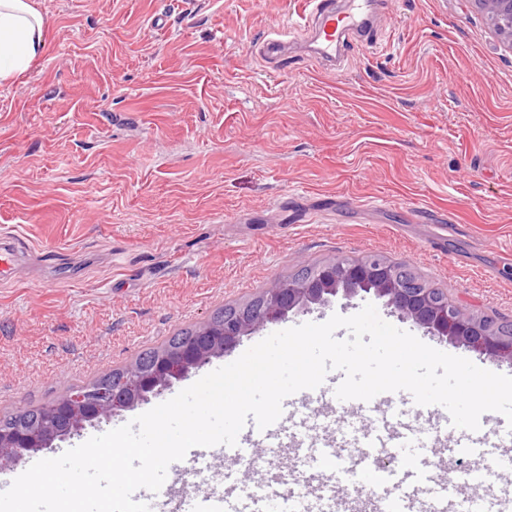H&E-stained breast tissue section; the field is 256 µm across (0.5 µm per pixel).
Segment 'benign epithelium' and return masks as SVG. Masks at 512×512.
Instances as JSON below:
<instances>
[{"label": "benign epithelium", "instance_id": "obj_1", "mask_svg": "<svg viewBox=\"0 0 512 512\" xmlns=\"http://www.w3.org/2000/svg\"><path fill=\"white\" fill-rule=\"evenodd\" d=\"M474 2L512 48V0ZM360 292L385 300L401 317L433 336L481 357L512 362V324L503 327L480 318L438 288L414 287L397 265L381 255L337 258L305 266L303 273L275 282L257 299L224 312V318H213L173 346L124 367L119 379H105L66 393L43 409L34 430L25 425L29 411L12 412L0 420V472L16 465L24 450L51 448L55 441L79 434L85 425L159 394L212 358L224 356L242 337L286 318L289 312Z\"/></svg>", "mask_w": 512, "mask_h": 512}]
</instances>
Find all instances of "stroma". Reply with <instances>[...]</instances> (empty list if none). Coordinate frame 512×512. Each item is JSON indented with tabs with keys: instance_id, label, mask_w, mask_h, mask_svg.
<instances>
[{
	"instance_id": "stroma-1",
	"label": "stroma",
	"mask_w": 512,
	"mask_h": 512,
	"mask_svg": "<svg viewBox=\"0 0 512 512\" xmlns=\"http://www.w3.org/2000/svg\"><path fill=\"white\" fill-rule=\"evenodd\" d=\"M39 63L0 84V232L36 262L0 282V415L124 368L301 265L377 254L475 314L512 321V50L474 0H388L394 18L336 74L274 68L268 31L303 0H33ZM374 304L290 312L272 333ZM24 454L6 474L120 427L200 379ZM262 483L319 476L282 443Z\"/></svg>"
}]
</instances>
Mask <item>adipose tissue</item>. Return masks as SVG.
<instances>
[{
  "label": "adipose tissue",
  "mask_w": 512,
  "mask_h": 512,
  "mask_svg": "<svg viewBox=\"0 0 512 512\" xmlns=\"http://www.w3.org/2000/svg\"><path fill=\"white\" fill-rule=\"evenodd\" d=\"M45 29V18L31 0H0V83L38 63Z\"/></svg>",
  "instance_id": "ef3b65f1"
}]
</instances>
